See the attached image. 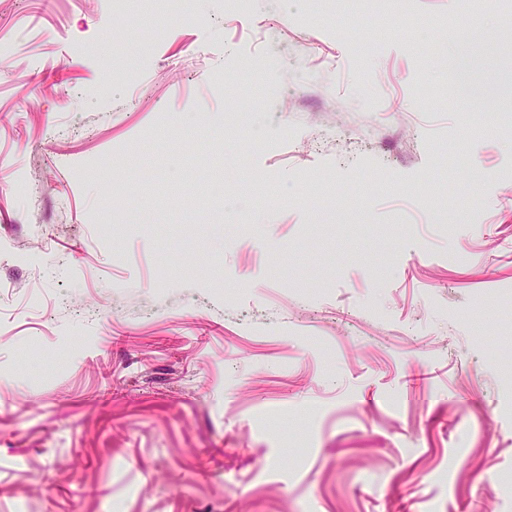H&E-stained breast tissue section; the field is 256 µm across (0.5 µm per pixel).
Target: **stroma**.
<instances>
[{
	"label": "stroma",
	"mask_w": 512,
	"mask_h": 512,
	"mask_svg": "<svg viewBox=\"0 0 512 512\" xmlns=\"http://www.w3.org/2000/svg\"><path fill=\"white\" fill-rule=\"evenodd\" d=\"M499 2L0 0V512H512Z\"/></svg>",
	"instance_id": "stroma-1"
}]
</instances>
